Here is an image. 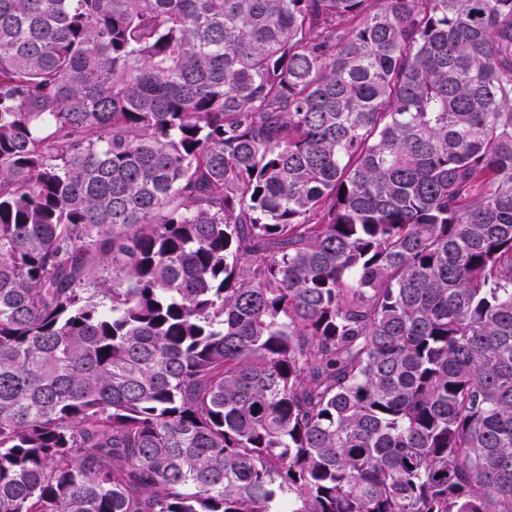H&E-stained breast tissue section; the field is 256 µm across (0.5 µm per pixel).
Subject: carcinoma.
<instances>
[{
    "label": "carcinoma",
    "mask_w": 512,
    "mask_h": 512,
    "mask_svg": "<svg viewBox=\"0 0 512 512\" xmlns=\"http://www.w3.org/2000/svg\"><path fill=\"white\" fill-rule=\"evenodd\" d=\"M284 502L512 512V0H0V512Z\"/></svg>",
    "instance_id": "carcinoma-1"
}]
</instances>
